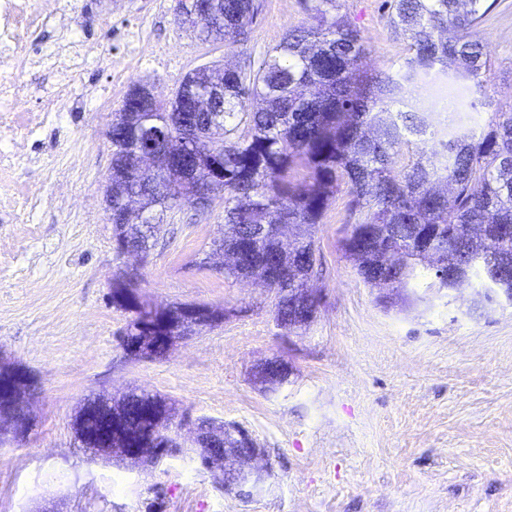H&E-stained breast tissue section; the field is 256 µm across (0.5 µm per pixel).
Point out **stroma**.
I'll list each match as a JSON object with an SVG mask.
<instances>
[{"instance_id": "stroma-1", "label": "stroma", "mask_w": 512, "mask_h": 512, "mask_svg": "<svg viewBox=\"0 0 512 512\" xmlns=\"http://www.w3.org/2000/svg\"><path fill=\"white\" fill-rule=\"evenodd\" d=\"M261 2L248 41L228 48L182 28L175 0H61L77 39L102 45L104 57L81 73L78 109L62 113L36 163L17 173L47 204L34 223H0V365L30 385L22 433L0 439V512H512V308L474 309L466 289L426 305L383 301L341 248L356 221L345 187L317 226L323 272L308 286L322 300L308 327L281 329L274 293L200 266L224 234L218 202L161 214L137 295L158 309L217 310L222 321L161 358L123 349L133 314L112 304L127 260L105 211L113 113L98 111L99 94L111 90L117 106L142 83L168 99L200 66H257L309 21L303 0ZM338 9L361 32L365 65L396 70L408 39L390 27L384 0ZM511 30L512 0H502L481 25L490 78L459 104L479 121L512 105ZM61 79L49 62L16 74L19 107L39 109ZM75 149L85 164L72 171ZM274 359L288 379L268 392L254 374ZM131 393L161 397L177 419L242 427L269 473L248 498L217 488L186 432L182 454L156 464L92 457L77 412Z\"/></svg>"}]
</instances>
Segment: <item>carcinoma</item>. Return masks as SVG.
<instances>
[{
	"label": "carcinoma",
	"mask_w": 512,
	"mask_h": 512,
	"mask_svg": "<svg viewBox=\"0 0 512 512\" xmlns=\"http://www.w3.org/2000/svg\"><path fill=\"white\" fill-rule=\"evenodd\" d=\"M500 0H391L389 24L407 35L408 54L394 73L369 70L360 30L339 15L337 0H305L311 23L289 32L257 70L224 68V96L202 111L194 99L210 93L205 68L197 69L184 116L166 105L140 109L122 102L112 119V242L151 250L156 224L127 233L126 196L134 193L156 211L191 206L206 188L224 204V238L211 257L239 248L256 231L251 255L224 275L238 280L255 274L264 258L279 256L286 273L260 286L282 296L275 318L294 331L312 321L313 310L290 303L319 258L314 228L338 183L347 186L351 225L342 249L364 247L358 267L363 281L405 300L418 295L422 260L417 251L433 241L458 256L452 280L439 276L425 288L461 282L512 289V108L494 112L488 123H471L468 112L442 117L409 94L433 96L439 88L459 97L482 90L491 72L479 28ZM257 0H208L206 16L181 23L203 42L234 47L247 41ZM454 31L452 39L445 37ZM167 136L153 152L155 172L141 170L136 156L144 129ZM437 137L442 161L417 160L392 175L393 156L408 136ZM294 225L292 244L280 225Z\"/></svg>",
	"instance_id": "carcinoma-1"
}]
</instances>
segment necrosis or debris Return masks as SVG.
I'll return each mask as SVG.
<instances>
[{"label":"necrosis or debris","mask_w":512,"mask_h":512,"mask_svg":"<svg viewBox=\"0 0 512 512\" xmlns=\"http://www.w3.org/2000/svg\"><path fill=\"white\" fill-rule=\"evenodd\" d=\"M60 8L59 0H41L39 5L27 0H0V128H19L20 137L0 146V221L20 223L17 204H24L28 215L41 209L44 199L39 189L18 184L17 170L31 160L33 145L49 129L69 104L80 95L77 77L93 53L90 46L78 45L73 56L59 62L58 67L67 77L63 88L50 97L42 111L20 112L16 109L14 71L32 66L30 55L20 54V47L37 38L40 32L54 22Z\"/></svg>","instance_id":"necrosis-or-debris-1"}]
</instances>
